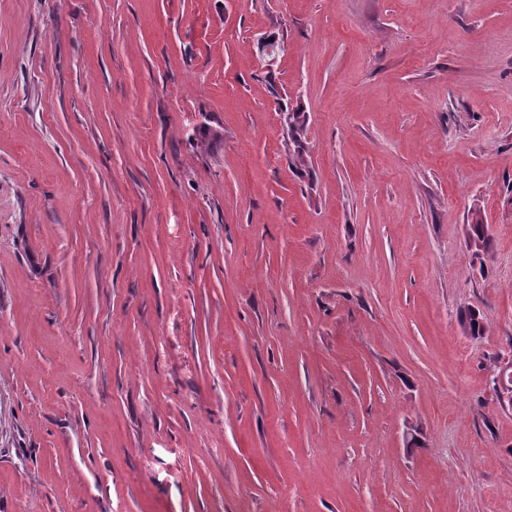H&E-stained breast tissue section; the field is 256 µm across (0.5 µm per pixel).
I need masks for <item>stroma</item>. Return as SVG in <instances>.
<instances>
[{
  "label": "stroma",
  "mask_w": 512,
  "mask_h": 512,
  "mask_svg": "<svg viewBox=\"0 0 512 512\" xmlns=\"http://www.w3.org/2000/svg\"><path fill=\"white\" fill-rule=\"evenodd\" d=\"M510 356L512 0H0V512H512Z\"/></svg>",
  "instance_id": "stroma-1"
}]
</instances>
